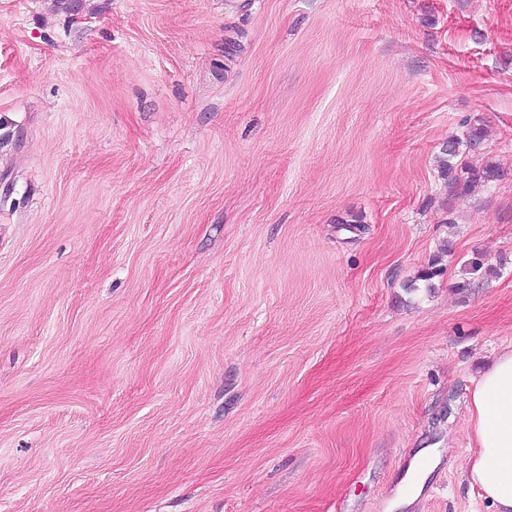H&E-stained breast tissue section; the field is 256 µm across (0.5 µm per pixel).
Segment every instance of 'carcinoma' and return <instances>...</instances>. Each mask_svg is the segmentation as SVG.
Segmentation results:
<instances>
[{"mask_svg":"<svg viewBox=\"0 0 512 512\" xmlns=\"http://www.w3.org/2000/svg\"><path fill=\"white\" fill-rule=\"evenodd\" d=\"M484 137V128L479 125L469 127L464 139L452 137L440 149L437 156L438 173L448 184L463 191L470 190L480 183H490L503 176L501 167L492 161H487L481 167H472L455 162L460 154V148L470 145L473 140L481 141Z\"/></svg>","mask_w":512,"mask_h":512,"instance_id":"carcinoma-1","label":"carcinoma"}]
</instances>
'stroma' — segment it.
I'll use <instances>...</instances> for the list:
<instances>
[{
	"mask_svg": "<svg viewBox=\"0 0 512 512\" xmlns=\"http://www.w3.org/2000/svg\"><path fill=\"white\" fill-rule=\"evenodd\" d=\"M509 346L512 0H0V512H492ZM483 137L484 128L480 125H471L464 140L452 137L442 146L436 157L437 168L440 177L447 181L448 185L469 191L475 185L487 184L499 180L503 176L501 167L492 161H486L479 168L454 162L459 156L462 146L467 148L472 140L482 141ZM470 427L474 448L465 479L493 512H512V347L500 351L476 381Z\"/></svg>",
	"mask_w": 512,
	"mask_h": 512,
	"instance_id": "35a3bbf8",
	"label": "stroma"
}]
</instances>
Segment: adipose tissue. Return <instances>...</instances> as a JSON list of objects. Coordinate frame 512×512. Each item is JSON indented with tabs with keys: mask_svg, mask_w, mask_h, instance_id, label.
I'll return each instance as SVG.
<instances>
[{
	"mask_svg": "<svg viewBox=\"0 0 512 512\" xmlns=\"http://www.w3.org/2000/svg\"><path fill=\"white\" fill-rule=\"evenodd\" d=\"M474 448L465 479L493 512H512V347L499 352L478 378L470 400Z\"/></svg>",
	"mask_w": 512,
	"mask_h": 512,
	"instance_id": "obj_1",
	"label": "adipose tissue"
}]
</instances>
